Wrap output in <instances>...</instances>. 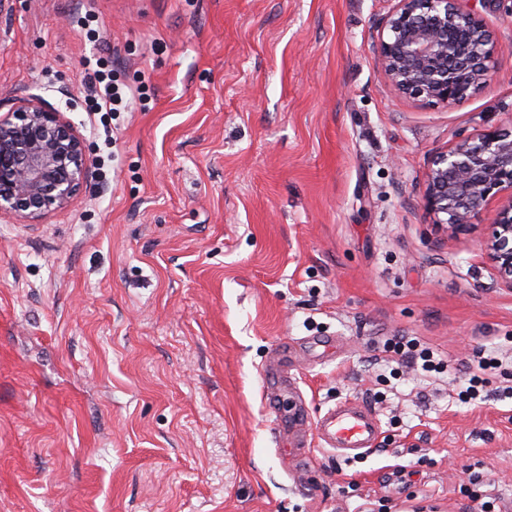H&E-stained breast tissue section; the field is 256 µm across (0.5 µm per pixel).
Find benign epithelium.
<instances>
[{
  "mask_svg": "<svg viewBox=\"0 0 512 512\" xmlns=\"http://www.w3.org/2000/svg\"><path fill=\"white\" fill-rule=\"evenodd\" d=\"M372 49L399 93L446 105L490 83L502 53L462 0H397L375 27ZM90 165L81 137L43 99L26 98L0 115V211L34 222L66 208ZM493 197L501 205L482 246L512 290V130L463 139L438 153L426 173L425 208L453 233Z\"/></svg>",
  "mask_w": 512,
  "mask_h": 512,
  "instance_id": "obj_1",
  "label": "benign epithelium"
}]
</instances>
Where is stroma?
Instances as JSON below:
<instances>
[{"mask_svg": "<svg viewBox=\"0 0 512 512\" xmlns=\"http://www.w3.org/2000/svg\"><path fill=\"white\" fill-rule=\"evenodd\" d=\"M395 0H0V104L58 109L92 166L38 224L0 212V512H512V290L422 203L432 156L512 126V54L446 105L378 71ZM144 100L92 112L85 63ZM446 365L412 371L385 342ZM334 341V353L316 339ZM373 450L285 465L268 375ZM413 340H404V336H394L387 342L386 352L391 353L390 358L395 362L412 365L418 368V361H422L421 369L425 372L437 371L442 367V361L434 358V353L429 348L420 351ZM503 366V360L498 357L477 356V360L472 363L469 373V386L462 390L459 394L465 395L466 398L476 400L480 394L479 388L489 383V376ZM376 418L353 402L345 401L330 408L319 425L321 443L350 458L362 456L372 449L378 434Z\"/></svg>", "mask_w": 512, "mask_h": 512, "instance_id": "stroma-1", "label": "stroma"}]
</instances>
